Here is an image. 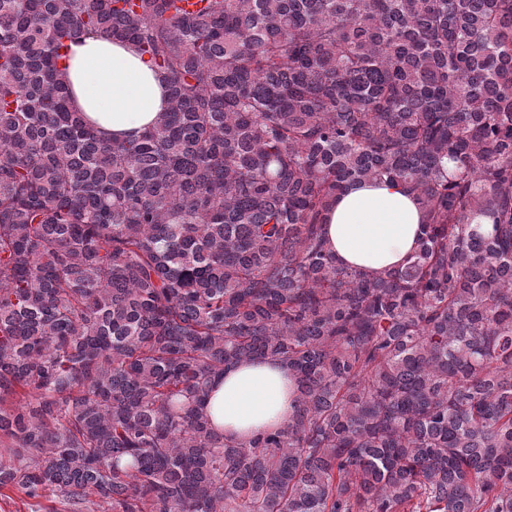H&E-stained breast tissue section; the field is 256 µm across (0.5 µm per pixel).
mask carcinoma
Masks as SVG:
<instances>
[{"mask_svg":"<svg viewBox=\"0 0 512 512\" xmlns=\"http://www.w3.org/2000/svg\"><path fill=\"white\" fill-rule=\"evenodd\" d=\"M90 36L167 83L136 137L71 108ZM374 179L425 222L370 277L323 225ZM257 359L294 411L227 439ZM0 452L71 512H512V0H0ZM296 397V381L274 361L240 363L216 381L205 409L224 436L249 440L273 426H285Z\"/></svg>","mask_w":512,"mask_h":512,"instance_id":"carcinoma-1","label":"carcinoma"}]
</instances>
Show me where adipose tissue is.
Listing matches in <instances>:
<instances>
[{
    "label": "adipose tissue",
    "mask_w": 512,
    "mask_h": 512,
    "mask_svg": "<svg viewBox=\"0 0 512 512\" xmlns=\"http://www.w3.org/2000/svg\"><path fill=\"white\" fill-rule=\"evenodd\" d=\"M61 66L75 107L107 136L138 134L167 106L164 80L131 44L87 38L72 45ZM423 220L414 194L373 181L339 198L324 232L338 262L372 275L406 263ZM295 397L296 381L287 367L274 361L243 362L216 381L205 409L225 436L248 440L285 426Z\"/></svg>",
    "instance_id": "1"
}]
</instances>
